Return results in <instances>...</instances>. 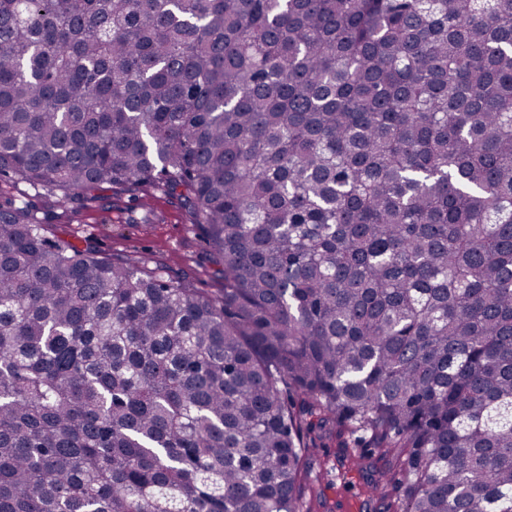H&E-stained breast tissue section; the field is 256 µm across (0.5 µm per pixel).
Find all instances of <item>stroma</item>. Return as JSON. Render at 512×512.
<instances>
[{
  "label": "stroma",
  "instance_id": "obj_1",
  "mask_svg": "<svg viewBox=\"0 0 512 512\" xmlns=\"http://www.w3.org/2000/svg\"><path fill=\"white\" fill-rule=\"evenodd\" d=\"M151 206L159 222L143 224L140 212H128L125 199L113 197L111 189L91 192L86 198L65 203L59 208L58 220L50 224V235L58 240L80 245L91 244L102 255L147 256L163 265L171 276L189 280L195 288L211 293L222 288L220 266L208 252L202 230L191 224L176 198L154 194ZM327 504L314 512H385V499L393 495L392 487L382 488L380 495L369 494V485L357 473L337 476L342 449H316Z\"/></svg>",
  "mask_w": 512,
  "mask_h": 512
}]
</instances>
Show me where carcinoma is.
I'll return each mask as SVG.
<instances>
[{"mask_svg": "<svg viewBox=\"0 0 512 512\" xmlns=\"http://www.w3.org/2000/svg\"><path fill=\"white\" fill-rule=\"evenodd\" d=\"M0 180L180 198L209 295L0 204V512H512V0H0ZM343 448H336L334 445L330 448H317L315 454L317 456V464L314 465L317 470L319 461L323 462L320 470L321 478L325 484L327 481L334 479L335 485L326 489L327 506L325 508L315 506L312 512H385V496L389 495L393 499L396 498V492L391 487H378L381 491L379 496L369 494L371 484L366 483L357 473L351 472L345 474L342 478H336V473L344 471L342 464ZM336 467V470H331Z\"/></svg>", "mask_w": 512, "mask_h": 512, "instance_id": "cac0c4a2", "label": "carcinoma"}]
</instances>
